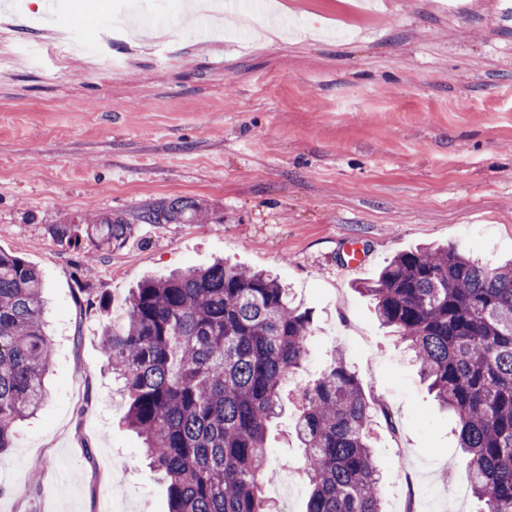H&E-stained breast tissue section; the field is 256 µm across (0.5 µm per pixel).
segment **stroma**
<instances>
[{
  "instance_id": "1",
  "label": "stroma",
  "mask_w": 512,
  "mask_h": 512,
  "mask_svg": "<svg viewBox=\"0 0 512 512\" xmlns=\"http://www.w3.org/2000/svg\"><path fill=\"white\" fill-rule=\"evenodd\" d=\"M274 0L283 33L202 38L180 0H10L0 17V249L42 275L53 360L37 416L0 453V512H168L126 425L100 323L147 277L224 258L265 269L309 312L303 368L268 429L265 495L304 512L301 386L343 353L377 407L384 512H477L455 421L359 289L398 252L452 244L512 259V10L501 0ZM168 34L115 30L117 10ZM93 30V51L65 48ZM177 197L208 224H136L106 249L57 241L78 215ZM369 255L346 269L341 243ZM107 297V315L93 304ZM39 464L38 475L29 468Z\"/></svg>"
}]
</instances>
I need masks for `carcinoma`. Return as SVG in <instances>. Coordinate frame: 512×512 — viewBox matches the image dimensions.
Returning <instances> with one entry per match:
<instances>
[{
	"label": "carcinoma",
	"mask_w": 512,
	"mask_h": 512,
	"mask_svg": "<svg viewBox=\"0 0 512 512\" xmlns=\"http://www.w3.org/2000/svg\"><path fill=\"white\" fill-rule=\"evenodd\" d=\"M207 219L198 201L179 197L130 218L82 215L52 233L74 248L90 233L110 246L135 223ZM42 288L32 265L0 250V451L44 400ZM362 291L454 415L481 512H512V262L483 264L453 244L406 250ZM309 333L277 278L224 262L141 281L125 324L104 326L128 425L167 483L169 512H271L266 432L283 381L306 361ZM376 412L342 356L303 389L294 432L311 487L306 512H381L367 435Z\"/></svg>",
	"instance_id": "cac0c4a2"
}]
</instances>
